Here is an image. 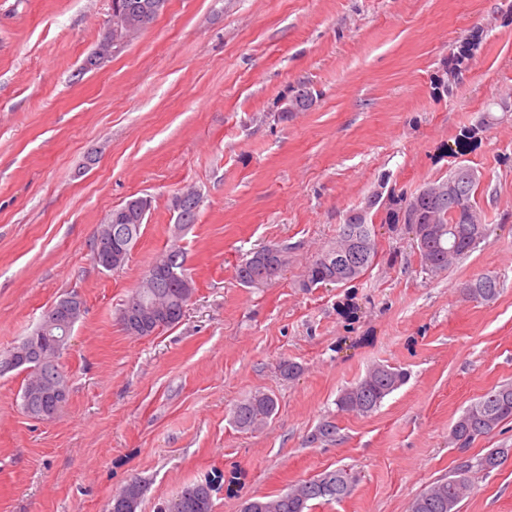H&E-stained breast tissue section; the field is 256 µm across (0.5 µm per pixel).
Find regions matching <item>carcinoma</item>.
<instances>
[{"instance_id":"carcinoma-1","label":"carcinoma","mask_w":512,"mask_h":512,"mask_svg":"<svg viewBox=\"0 0 512 512\" xmlns=\"http://www.w3.org/2000/svg\"><path fill=\"white\" fill-rule=\"evenodd\" d=\"M124 16L129 19L128 32L134 34L154 21L147 5L152 0H119ZM315 103L311 87L300 82L283 102L282 112H305ZM456 183L458 195L445 199L428 198L422 201L423 211L431 216V223L423 225L424 240L418 245L424 270L440 274L448 264L468 256L491 234L489 224H467L462 219L466 211L476 212L475 192L479 181L469 175L467 169H456L448 175ZM374 225L357 223L350 219L339 225L336 238L328 244L308 267L303 287L319 284L352 286L358 283L373 266L377 255V243L367 248L352 244L353 239L369 237ZM159 263L167 268V275L153 281L142 277L119 313L137 311V321L131 334L150 336L180 322L182 308L187 306L194 289L183 287L186 275L184 252L173 247L166 251ZM288 264V251L276 247L271 256L254 251L237 268L239 282L249 288H262L271 283ZM470 287L462 289L463 295L476 302L489 303L501 292L500 278L495 274H483L468 281ZM63 336L57 326L43 328L42 334L32 331L0 355V362L14 355L16 369L27 373L22 390V407L29 416L44 419L53 417L60 407L39 393H28L32 379H40L48 385H58L63 393H69L66 376L59 367L60 352L55 340ZM404 370L388 364L376 363L356 383L341 389L336 407L341 412L367 416L378 410L382 403L407 382ZM277 400L266 392H255L239 401L232 410V419L242 431L254 432L263 428L275 414ZM512 420V382L498 385L467 406L450 429L455 445L467 448L477 438L491 435L503 423ZM505 448H494L480 459V468L492 471L505 462ZM457 471L464 481L455 486L450 479H440L428 484L408 505V512H459L460 503L472 488L470 466L461 464ZM355 482L354 476L345 469L325 471L304 480L286 492L274 496L254 497L246 500L241 512H310L312 502L340 501L348 497ZM213 484L211 481L194 482L183 487L164 504L163 512H213ZM145 493V484L134 479L112 498V512H138Z\"/></svg>"}]
</instances>
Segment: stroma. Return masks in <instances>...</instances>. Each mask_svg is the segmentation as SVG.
Here are the masks:
<instances>
[{
    "label": "stroma",
    "mask_w": 512,
    "mask_h": 512,
    "mask_svg": "<svg viewBox=\"0 0 512 512\" xmlns=\"http://www.w3.org/2000/svg\"><path fill=\"white\" fill-rule=\"evenodd\" d=\"M109 0H0V352L64 293L85 313L61 358L69 397L49 419L21 407L23 373L0 375V512H107L131 479L138 512L217 478L213 512L287 491L323 471L357 478L311 512H406L461 463L474 489L460 512H512V421L460 451L462 411L512 381V0H169L101 70L75 73ZM481 39L453 93L448 62ZM317 93L280 115L298 82ZM479 127L459 146L461 129ZM481 177L486 243L438 275L403 227L374 208L378 257L353 287H304L309 264L376 190L412 196L457 166ZM197 218L174 229L172 196ZM152 209L125 265L100 270L94 235L113 207ZM195 291L182 320L136 337L123 301L171 245ZM287 248L266 287L240 284L252 249ZM497 274L495 302L461 283ZM300 374L281 376L283 361ZM385 363L408 382L368 416L338 411L341 388ZM264 391L278 410L258 432L231 417ZM325 420L336 439L314 443Z\"/></svg>",
    "instance_id": "35a3bbf8"
}]
</instances>
